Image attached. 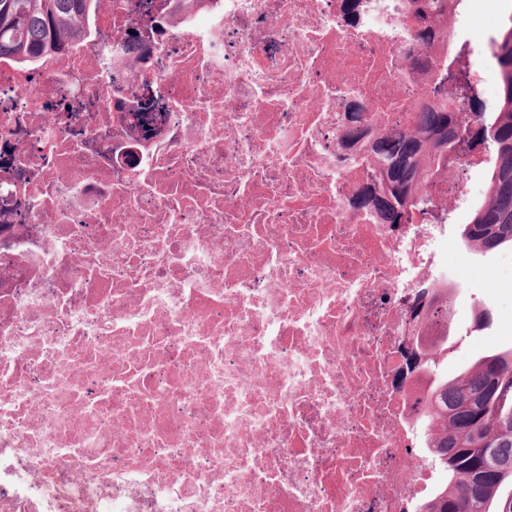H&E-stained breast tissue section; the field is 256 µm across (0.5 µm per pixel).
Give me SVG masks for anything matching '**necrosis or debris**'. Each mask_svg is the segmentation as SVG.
<instances>
[{
  "label": "necrosis or debris",
  "mask_w": 512,
  "mask_h": 512,
  "mask_svg": "<svg viewBox=\"0 0 512 512\" xmlns=\"http://www.w3.org/2000/svg\"><path fill=\"white\" fill-rule=\"evenodd\" d=\"M95 0L0 59V512H416L437 488L399 343L476 284L449 205L399 226L343 137L414 128L407 0Z\"/></svg>",
  "instance_id": "1"
}]
</instances>
